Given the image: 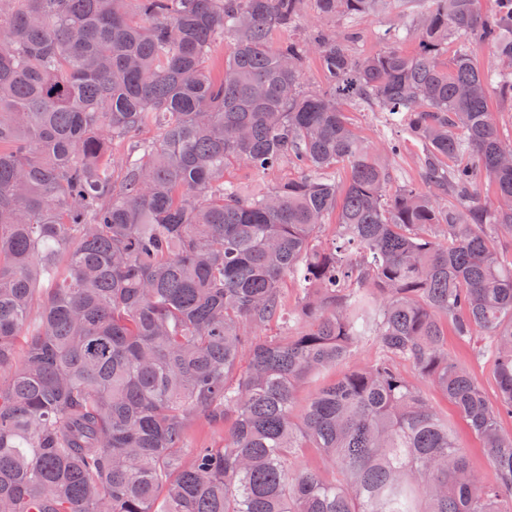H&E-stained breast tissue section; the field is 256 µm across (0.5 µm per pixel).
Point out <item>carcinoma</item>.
Instances as JSON below:
<instances>
[{
	"label": "carcinoma",
	"instance_id": "1",
	"mask_svg": "<svg viewBox=\"0 0 512 512\" xmlns=\"http://www.w3.org/2000/svg\"><path fill=\"white\" fill-rule=\"evenodd\" d=\"M314 2L342 29L299 33L302 0H0V512H512V137L489 105L512 72L465 46L512 61V0H407L417 28L368 55L357 25L387 0ZM348 105L398 123L422 185L396 182L376 151L400 142L367 146ZM284 165L258 195L225 180ZM450 330L483 338L495 398ZM369 342L376 358L298 406ZM193 417L224 445L185 465ZM401 370L410 379L419 383L428 397L432 399L439 412L448 418V427L454 430L459 443L463 447L462 449L466 453L470 467L486 479H492V471L488 466L482 443L470 432L457 408L450 401L447 402L441 394L435 391L431 384L418 381L414 370L410 366L402 364Z\"/></svg>",
	"mask_w": 512,
	"mask_h": 512
}]
</instances>
